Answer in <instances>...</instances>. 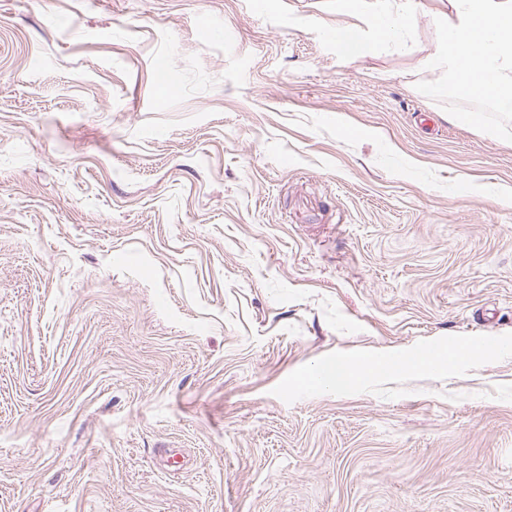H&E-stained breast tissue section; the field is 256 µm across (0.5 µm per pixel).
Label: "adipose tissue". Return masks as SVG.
I'll return each instance as SVG.
<instances>
[{"label":"adipose tissue","instance_id":"1","mask_svg":"<svg viewBox=\"0 0 512 512\" xmlns=\"http://www.w3.org/2000/svg\"><path fill=\"white\" fill-rule=\"evenodd\" d=\"M357 16H371L374 39L366 41L360 27L336 31V47L347 52H367L373 42L388 39L395 29L386 11L370 12L367 0H351ZM439 47L436 67L446 70L448 92L454 96L481 99L512 112V0H453L451 13L437 16ZM489 351L480 339L463 337L448 349L431 355L411 353L401 357L403 370H424L435 365L455 366L459 361L478 358ZM385 360L339 359L318 366L321 386L343 387L386 373Z\"/></svg>","mask_w":512,"mask_h":512}]
</instances>
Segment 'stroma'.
<instances>
[{"label": "stroma", "instance_id": "stroma-1", "mask_svg": "<svg viewBox=\"0 0 512 512\" xmlns=\"http://www.w3.org/2000/svg\"><path fill=\"white\" fill-rule=\"evenodd\" d=\"M397 2L0 0V512H512V354L298 382L512 340V112ZM352 2V14L356 16H370L374 22V39L372 44L363 38L364 31L358 26L336 28V48L340 51L367 52L377 42L388 39L396 29L392 22V15L383 9L372 12L368 8L367 0H349ZM388 360L339 359L328 365H320L309 371L310 378L315 377L322 387H343L355 384L363 379L373 378L389 371ZM316 374V376H315Z\"/></svg>", "mask_w": 512, "mask_h": 512}]
</instances>
